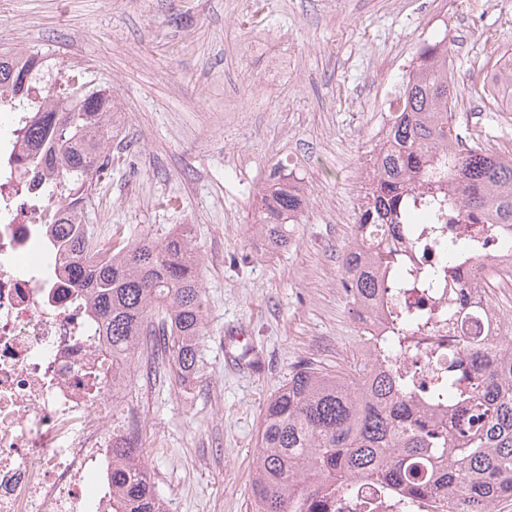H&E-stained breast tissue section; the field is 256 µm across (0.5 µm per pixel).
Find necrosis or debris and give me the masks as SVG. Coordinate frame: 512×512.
<instances>
[{
  "instance_id": "necrosis-or-debris-1",
  "label": "necrosis or debris",
  "mask_w": 512,
  "mask_h": 512,
  "mask_svg": "<svg viewBox=\"0 0 512 512\" xmlns=\"http://www.w3.org/2000/svg\"><path fill=\"white\" fill-rule=\"evenodd\" d=\"M16 112L0 137V512H112V450L142 433L141 409L122 403L128 376H113L112 349L90 307L61 267L45 214L57 197L37 192L22 159ZM391 288L350 296L358 331L376 367L406 381L419 402L467 344L512 334V318L488 302L512 291V241L487 234L491 263L466 264L476 287L459 301L455 277L438 264L439 240L455 237L446 218L418 224ZM327 512H434L429 498L407 503L398 487L358 484L335 493Z\"/></svg>"
}]
</instances>
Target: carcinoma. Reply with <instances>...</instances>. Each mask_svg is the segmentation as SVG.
<instances>
[{
  "label": "carcinoma",
  "instance_id": "carcinoma-1",
  "mask_svg": "<svg viewBox=\"0 0 512 512\" xmlns=\"http://www.w3.org/2000/svg\"><path fill=\"white\" fill-rule=\"evenodd\" d=\"M416 66L399 94L402 112L376 155L381 170L372 201L359 211L355 234L368 224H387L391 234L366 248L353 243L344 255L343 286L362 296L384 287L386 275L402 263L400 241L412 233L417 212L409 199L429 209L443 183L457 191L450 224H500L512 229V162L486 149L479 136L466 150H455L456 115L453 61L447 37L424 42L414 52ZM27 54L0 51V106L39 112L25 139L51 142L52 149L29 165L45 171L50 192L66 183L80 203L51 226L52 237L75 259L71 282L92 299L112 346V375L124 373L140 339L163 340V352L178 377L199 369L204 336L200 254L192 228L132 240L117 227L118 247L100 258L79 232L92 186L112 167L109 141L91 130L107 123L105 96L86 72L57 69L42 83L37 63ZM251 229L271 248L288 243L287 225L305 202L295 177L277 166ZM479 249V240L461 239L441 250L448 264ZM461 371L448 368V382L436 394L448 406L422 407L393 374L364 360L351 372L304 367L295 371L268 401L259 430L252 479L251 512H299L303 505L357 483L390 482L405 494L440 501V512H492L512 496V337L466 344ZM112 497L117 512H166L165 501L143 461L137 439L112 449Z\"/></svg>",
  "mask_w": 512,
  "mask_h": 512
}]
</instances>
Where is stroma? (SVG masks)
<instances>
[{
    "mask_svg": "<svg viewBox=\"0 0 512 512\" xmlns=\"http://www.w3.org/2000/svg\"><path fill=\"white\" fill-rule=\"evenodd\" d=\"M449 37L460 126L512 148L476 72L512 48V0H0V49L39 50L112 96L111 170L82 221L135 236L189 224L202 259L203 368L131 382L144 462L169 512H249L268 400L294 368L353 369L365 347L342 286L365 167L418 42ZM306 205L288 245L250 226L275 165ZM246 331L255 367L226 353Z\"/></svg>",
    "mask_w": 512,
    "mask_h": 512,
    "instance_id": "35a3bbf8",
    "label": "stroma"
}]
</instances>
